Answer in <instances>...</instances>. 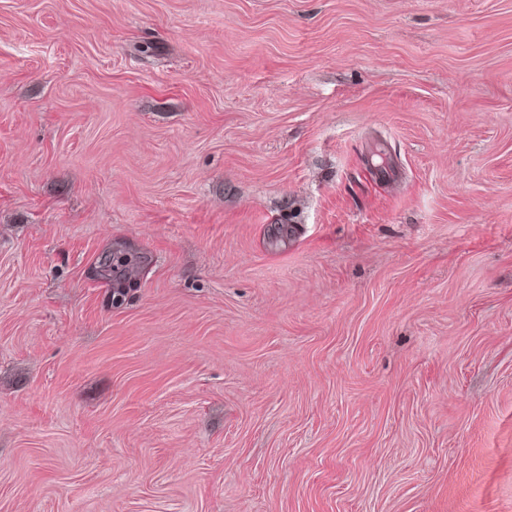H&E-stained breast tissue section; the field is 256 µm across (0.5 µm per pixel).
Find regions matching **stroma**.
Returning <instances> with one entry per match:
<instances>
[{"instance_id": "35a3bbf8", "label": "stroma", "mask_w": 512, "mask_h": 512, "mask_svg": "<svg viewBox=\"0 0 512 512\" xmlns=\"http://www.w3.org/2000/svg\"><path fill=\"white\" fill-rule=\"evenodd\" d=\"M0 512H512V0H0Z\"/></svg>"}]
</instances>
